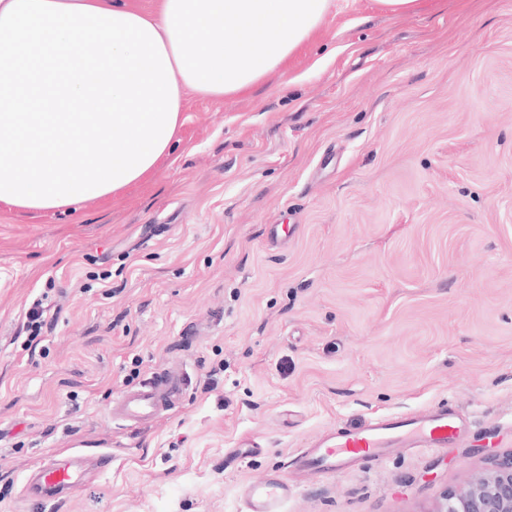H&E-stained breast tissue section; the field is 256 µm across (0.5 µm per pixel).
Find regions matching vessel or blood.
<instances>
[{
	"label": "vessel or blood",
	"mask_w": 512,
	"mask_h": 512,
	"mask_svg": "<svg viewBox=\"0 0 512 512\" xmlns=\"http://www.w3.org/2000/svg\"><path fill=\"white\" fill-rule=\"evenodd\" d=\"M189 386L185 367L172 365L152 373L137 387L122 391L113 401L114 420L142 429L180 405ZM472 424L460 409L437 405L417 413L370 417L354 430H341L293 456L289 468L243 493L245 512H284L302 481L342 474L353 464L382 461L398 448L435 453L455 444ZM112 463L108 452L75 451L65 459L41 463L29 475L24 492L34 502L61 501L92 472Z\"/></svg>",
	"instance_id": "1"
}]
</instances>
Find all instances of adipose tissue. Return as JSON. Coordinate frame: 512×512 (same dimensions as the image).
I'll return each instance as SVG.
<instances>
[{"instance_id": "ef3b65f1", "label": "adipose tissue", "mask_w": 512, "mask_h": 512, "mask_svg": "<svg viewBox=\"0 0 512 512\" xmlns=\"http://www.w3.org/2000/svg\"><path fill=\"white\" fill-rule=\"evenodd\" d=\"M331 6L0 0V203L33 217L138 185L169 157L188 97H231L286 66Z\"/></svg>"}]
</instances>
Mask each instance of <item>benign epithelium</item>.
I'll use <instances>...</instances> for the list:
<instances>
[{"instance_id": "7a95c632", "label": "benign epithelium", "mask_w": 512, "mask_h": 512, "mask_svg": "<svg viewBox=\"0 0 512 512\" xmlns=\"http://www.w3.org/2000/svg\"><path fill=\"white\" fill-rule=\"evenodd\" d=\"M432 512H512V452L490 455L488 467L447 490Z\"/></svg>"}]
</instances>
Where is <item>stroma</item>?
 <instances>
[{
  "label": "stroma",
  "mask_w": 512,
  "mask_h": 512,
  "mask_svg": "<svg viewBox=\"0 0 512 512\" xmlns=\"http://www.w3.org/2000/svg\"><path fill=\"white\" fill-rule=\"evenodd\" d=\"M184 115L122 195L0 203V512H243V486L327 432L439 403L473 420L455 446L303 483L287 512H431L512 451V0H333L287 72ZM174 363L179 407L112 419ZM77 446L111 469L24 497Z\"/></svg>",
  "instance_id": "1"
}]
</instances>
